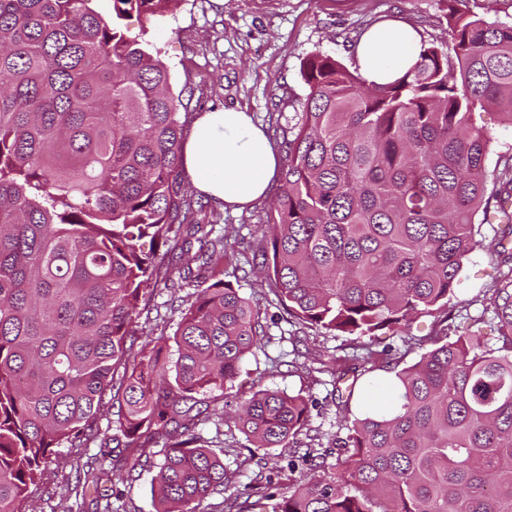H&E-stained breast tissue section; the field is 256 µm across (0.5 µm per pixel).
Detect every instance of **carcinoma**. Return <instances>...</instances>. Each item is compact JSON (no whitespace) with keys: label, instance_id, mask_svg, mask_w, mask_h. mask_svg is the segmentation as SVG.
Here are the masks:
<instances>
[{"label":"carcinoma","instance_id":"cac0c4a2","mask_svg":"<svg viewBox=\"0 0 512 512\" xmlns=\"http://www.w3.org/2000/svg\"><path fill=\"white\" fill-rule=\"evenodd\" d=\"M110 2L104 19L85 0H0V512H22L60 445L99 438L103 410L119 434L99 464L162 456L156 512L225 493L199 425L226 422L243 365L271 343L270 306L296 340L348 337L331 357L341 428L333 452L302 441L308 399L258 373L234 416L245 461L261 468L288 443L303 468L286 492L258 472L221 512H250L240 498L254 494L264 512H512V155L489 167L491 137L473 123L490 107L512 126V23L448 0V45L381 85L306 58L274 211L237 253L236 227L199 222L203 206L179 195L188 113L140 37L179 0ZM490 222L492 344L451 323ZM226 260L260 270L266 306L224 280ZM191 287L171 345L133 351L142 304ZM383 330L395 342H360Z\"/></svg>","mask_w":512,"mask_h":512}]
</instances>
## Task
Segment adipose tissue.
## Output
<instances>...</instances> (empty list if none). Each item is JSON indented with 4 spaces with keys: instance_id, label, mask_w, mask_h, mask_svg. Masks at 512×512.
Wrapping results in <instances>:
<instances>
[{
    "instance_id": "obj_1",
    "label": "adipose tissue",
    "mask_w": 512,
    "mask_h": 512,
    "mask_svg": "<svg viewBox=\"0 0 512 512\" xmlns=\"http://www.w3.org/2000/svg\"><path fill=\"white\" fill-rule=\"evenodd\" d=\"M421 38L398 20L382 21L367 30L353 53L367 82L386 83L412 67ZM182 164L192 187L239 210L266 198L280 157L249 113L220 108L202 113L181 146Z\"/></svg>"
}]
</instances>
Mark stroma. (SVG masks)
I'll return each mask as SVG.
<instances>
[{"mask_svg":"<svg viewBox=\"0 0 512 512\" xmlns=\"http://www.w3.org/2000/svg\"><path fill=\"white\" fill-rule=\"evenodd\" d=\"M385 19L412 24L425 44L449 41L445 0H180L173 12L148 24L146 38L167 66L173 92L181 94L193 115L224 106L249 112L264 125L275 112L287 131L297 123L308 93L300 74L302 60L321 52L352 65V50L361 35ZM485 236L487 245L468 255L460 274L455 302L464 315L483 313L497 276L489 243L494 233L489 230ZM288 329L285 323L271 328L273 341L246 365L236 398L246 399L252 375L265 372L266 386L309 399L308 432L325 445L338 427L336 392L322 367L342 340L310 333L304 344L313 372L285 365L269 370L270 359L291 348L284 338ZM200 434L205 446L224 461L228 492L254 478L258 468L244 463L240 448L245 439L233 424H225L220 439L209 424L202 425ZM99 451L95 441L84 448H58L41 479L30 485L25 512H100L95 502L75 490L77 467L94 463ZM154 474V469L132 470L121 463L100 477L98 488L119 512H155Z\"/></svg>","mask_w":512,"mask_h":512,"instance_id":"stroma-1","label":"stroma"}]
</instances>
